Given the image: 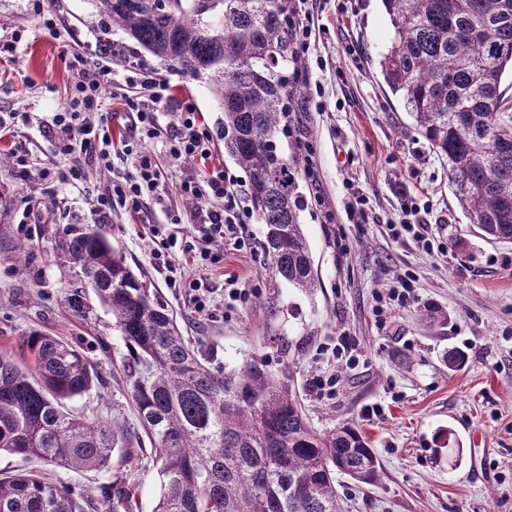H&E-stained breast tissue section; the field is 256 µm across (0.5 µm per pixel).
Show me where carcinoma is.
Instances as JSON below:
<instances>
[{"label": "carcinoma", "mask_w": 512, "mask_h": 512, "mask_svg": "<svg viewBox=\"0 0 512 512\" xmlns=\"http://www.w3.org/2000/svg\"><path fill=\"white\" fill-rule=\"evenodd\" d=\"M101 27L119 29L160 63L201 80L223 112L224 153L243 170L264 224V265L272 279L316 287L300 222L297 167L276 135L292 97L297 64L288 0H94ZM394 38L384 81L433 151L481 238L512 242V0H382ZM54 260L75 274L68 307L88 318L92 296L122 336L120 364L139 424L162 477L154 512H342L336 476L375 485L379 460L359 426L318 431L291 377L260 363L212 373L187 343L176 315L112 248L106 236L73 229ZM30 360L0 352V451L74 471L106 470L130 442L116 418L87 416L71 402L100 383L69 343L26 337ZM117 512L78 499L29 471L0 479V512Z\"/></svg>", "instance_id": "cac0c4a2"}]
</instances>
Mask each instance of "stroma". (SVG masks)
Listing matches in <instances>:
<instances>
[{
  "instance_id": "1",
  "label": "stroma",
  "mask_w": 512,
  "mask_h": 512,
  "mask_svg": "<svg viewBox=\"0 0 512 512\" xmlns=\"http://www.w3.org/2000/svg\"><path fill=\"white\" fill-rule=\"evenodd\" d=\"M66 25L50 35L28 11L25 0H0V36L20 31L16 55L0 58V113L32 112L34 122L0 137V154L27 153L26 171L0 166V224L12 242L25 244L22 260L0 251V350L24 360V336L38 331L81 350L101 376L86 396L89 408L108 418L119 414L128 428L138 425L128 389L117 369L124 342L112 315L96 308L86 321L65 299L71 274L53 253L72 228L101 229L133 272L177 314L183 336L216 374L257 362L273 373L290 372L304 410L319 430L345 421L360 425L380 462L377 486L348 478L337 484L344 512H512V242H489L475 233L448 182V164L415 130L401 102L389 91L381 61L392 27L380 0H314L321 31L309 60L299 62L297 85L320 86L324 107L307 108L294 98L276 137L281 153L297 167L313 163L317 181L300 177L305 198L301 222L311 248L317 285L307 293L271 287L262 253H240L213 243L223 260L208 270L186 266L188 276L206 277L213 288L208 317H200L165 272L152 263L155 244L145 226L189 217L195 202L181 196L180 181L222 165L237 180L245 175L214 138L209 161L174 164L161 140L147 142L167 186L163 204L133 213L117 206L95 213L90 192L133 172L134 156H116L112 168L87 171L85 189L55 190L43 169L61 164L51 117L73 83V56L96 63L102 41L123 47L109 58L115 77L125 59L138 61L169 81L175 98L191 97L210 130L221 111L208 87L190 75L166 69L121 30L103 32L93 0H50ZM310 142L313 154L302 144ZM425 203L434 248L412 238L393 237L406 195ZM365 197L374 221L352 213L354 196ZM175 235L181 225L171 224ZM235 275L255 294L246 305L224 307V278ZM408 277L418 297L407 308L382 316L372 311L375 294L387 293ZM436 311L427 323V311ZM351 336L357 359L348 363L331 349ZM464 354L449 369L445 356ZM335 375L336 392L320 396L317 375ZM20 455L0 454V474L36 467ZM51 481L75 497H116L137 486L136 512H153L160 477L151 445L140 438L126 460L106 472H75L52 463L38 465Z\"/></svg>"
}]
</instances>
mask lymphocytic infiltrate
Masks as SVG:
<instances>
[{"mask_svg":"<svg viewBox=\"0 0 512 512\" xmlns=\"http://www.w3.org/2000/svg\"><path fill=\"white\" fill-rule=\"evenodd\" d=\"M70 67L75 79L63 106L55 112L52 127L57 149L64 162L46 169V181L61 188L78 189L86 180L90 165L108 169L112 166V134L109 125L87 121V114L100 111L108 90L121 91L124 111L130 123L133 142L163 138L166 152L174 163L190 159H209L212 133L204 124L191 99L175 100L170 85L158 80L147 69L131 66L122 79H114L107 61L88 65L81 56H73ZM177 113L176 123L163 125L165 113ZM162 173L150 153L138 152L133 173L112 181L93 201L95 212L103 214L120 205L135 212L147 210L149 201H162ZM185 198L198 201L199 207L190 220L191 227L183 239L174 238L167 225L152 224L148 230L158 247L153 253L158 269L168 271L169 283H176L177 268L170 255L174 246L193 254L198 267L220 263L210 248L221 240L235 250L254 249L255 242L244 231L253 214L239 207L235 197L240 185L223 167L217 166L201 175L188 176L180 183Z\"/></svg>","mask_w":512,"mask_h":512,"instance_id":"lymphocytic-infiltrate-1","label":"lymphocytic infiltrate"}]
</instances>
